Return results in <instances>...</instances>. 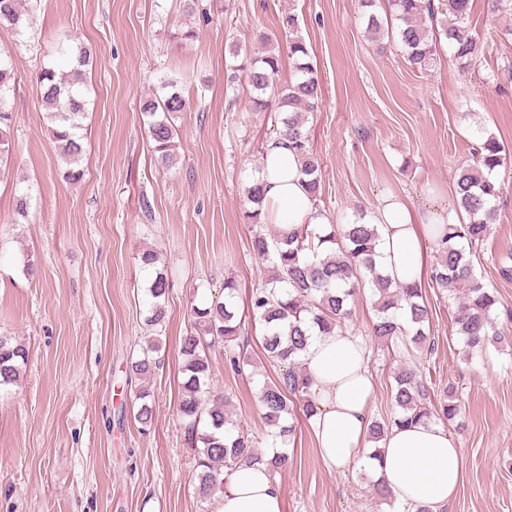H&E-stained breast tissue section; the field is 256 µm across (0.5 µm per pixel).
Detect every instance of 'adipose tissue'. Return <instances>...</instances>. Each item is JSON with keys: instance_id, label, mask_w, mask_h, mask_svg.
Returning a JSON list of instances; mask_svg holds the SVG:
<instances>
[{"instance_id": "1", "label": "adipose tissue", "mask_w": 512, "mask_h": 512, "mask_svg": "<svg viewBox=\"0 0 512 512\" xmlns=\"http://www.w3.org/2000/svg\"><path fill=\"white\" fill-rule=\"evenodd\" d=\"M299 169L287 140L276 137L266 142L257 174L265 190V219L288 232L326 221ZM366 221L381 232L385 274L393 282L411 284L423 276L424 251L437 238L436 226L458 223L459 214L451 206L418 216L403 201L385 197L367 211ZM301 361L318 406L310 427L323 463L332 471L359 463L368 445L373 394L363 340L346 329L313 334ZM379 448L371 470L398 503L439 510L454 498L464 477L465 455L446 428L429 421L396 426ZM217 503V512H282L283 493L266 465L245 463L237 466Z\"/></svg>"}]
</instances>
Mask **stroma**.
<instances>
[{
	"mask_svg": "<svg viewBox=\"0 0 512 512\" xmlns=\"http://www.w3.org/2000/svg\"><path fill=\"white\" fill-rule=\"evenodd\" d=\"M299 20L318 71L321 96L309 118L322 167L318 206L347 217L394 196L422 212L453 199L455 173L470 163L480 129L512 147V10L474 0L473 24L488 45L463 71L447 49L418 72L398 45L378 50L365 33L359 0H37L23 37L0 29L11 54L12 149L0 167V336L29 350L17 384L0 389V512H216L191 482L194 456L177 408L183 377L179 349L192 306L224 298V279L239 285L252 372L229 365L223 346L210 349L212 388L262 445L258 391L275 378L262 357L263 328L247 318V298L266 264L250 247L245 189L260 148L273 135L274 115L251 109L246 87L225 86L231 40L278 33L285 12ZM191 26L196 40L173 34ZM82 43L97 61L87 71L83 178L63 180L61 158L41 106L35 75L58 62L59 42ZM180 77L190 101L176 121L175 166L158 163L140 103L161 75ZM502 188L498 218L474 260L499 300L498 321L512 341V163L495 175ZM30 199L28 219L15 213ZM159 262L147 270L142 250ZM37 267L27 275L26 263ZM169 278L162 332L146 323L147 286L155 271ZM433 349L399 352L370 333L372 299L361 294L346 328L369 352L375 391L371 412L389 417L390 382L402 363L423 368L432 402L455 393L465 475L447 512H512V350L488 348L467 357L452 329L456 306L425 290ZM159 335L161 365L131 384L126 364L149 336ZM148 391L151 426L133 417L135 397ZM288 471L278 477L283 512H400L379 502L363 468L328 471L310 427L296 418Z\"/></svg>",
	"mask_w": 512,
	"mask_h": 512,
	"instance_id": "stroma-1",
	"label": "stroma"
}]
</instances>
